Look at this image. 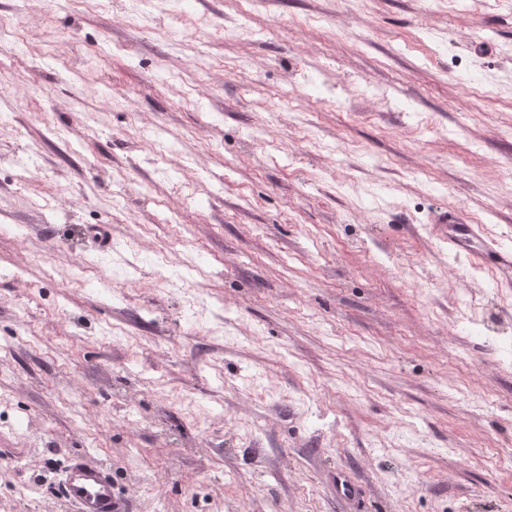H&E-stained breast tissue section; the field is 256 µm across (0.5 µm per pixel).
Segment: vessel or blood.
Here are the masks:
<instances>
[{"label":"vessel or blood","mask_w":512,"mask_h":512,"mask_svg":"<svg viewBox=\"0 0 512 512\" xmlns=\"http://www.w3.org/2000/svg\"><path fill=\"white\" fill-rule=\"evenodd\" d=\"M448 234V248L473 258L491 259L504 276L512 277V249L485 244L475 225L466 223L455 212L443 213L439 219ZM61 496L77 512H127L128 505L114 490L110 469L73 457L60 484Z\"/></svg>","instance_id":"obj_1"}]
</instances>
